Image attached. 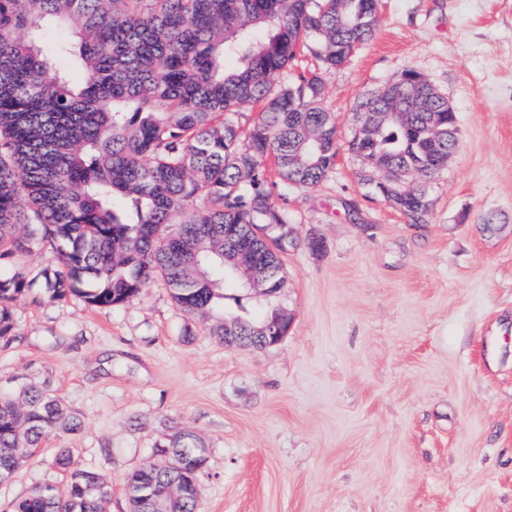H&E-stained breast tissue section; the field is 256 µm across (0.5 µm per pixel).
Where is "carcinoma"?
<instances>
[{"label":"carcinoma","instance_id":"cac0c4a2","mask_svg":"<svg viewBox=\"0 0 512 512\" xmlns=\"http://www.w3.org/2000/svg\"><path fill=\"white\" fill-rule=\"evenodd\" d=\"M381 0H0V268L38 243L57 264L40 270L50 298L77 294L94 307L122 305L160 277L187 313L217 319L224 291L244 286L238 237L271 227L254 254L284 287L275 253L292 221L277 186L312 189L336 166V122L323 103V75L347 62L376 29ZM47 24L72 29L56 47L76 58L77 77L52 69L38 46ZM317 66L301 65L304 55ZM257 108L247 127L227 117ZM372 136L351 152L387 169L409 224L428 223L431 187L458 146L448 99L406 70L364 94ZM31 287L0 276V341L10 343L14 304ZM280 314L237 320L234 336ZM79 413L48 390L0 394V473H16L29 451L56 433L81 430ZM203 446L180 429L156 446L177 454ZM206 458L179 470L149 465L127 479L182 494L171 512H197ZM110 491L88 470L64 488L40 485L12 512H108Z\"/></svg>","mask_w":512,"mask_h":512}]
</instances>
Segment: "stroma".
<instances>
[{
    "label": "stroma",
    "instance_id": "obj_1",
    "mask_svg": "<svg viewBox=\"0 0 512 512\" xmlns=\"http://www.w3.org/2000/svg\"><path fill=\"white\" fill-rule=\"evenodd\" d=\"M409 69L460 129L418 228L364 198L346 147L357 100ZM323 98L336 167L284 201L322 249L289 248L273 295L224 294L234 315L290 312L286 340L224 347L160 279L113 308L31 288L0 342V393L48 387L84 425L0 485V512L64 484L59 448L128 512L127 476L180 428L207 449L198 512H512V0H382Z\"/></svg>",
    "mask_w": 512,
    "mask_h": 512
}]
</instances>
